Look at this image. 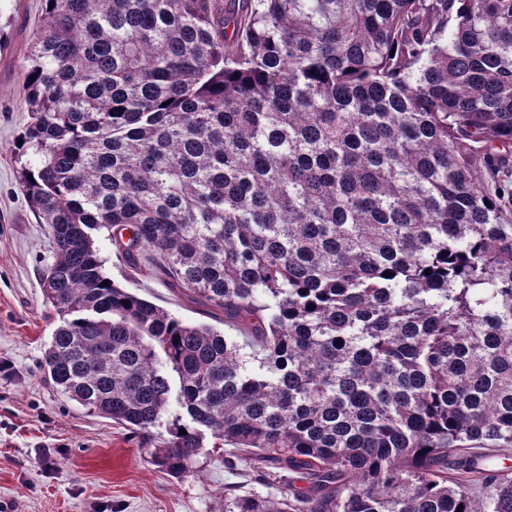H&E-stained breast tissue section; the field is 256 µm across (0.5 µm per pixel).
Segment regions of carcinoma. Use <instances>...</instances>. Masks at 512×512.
I'll return each mask as SVG.
<instances>
[{
  "label": "carcinoma",
  "mask_w": 512,
  "mask_h": 512,
  "mask_svg": "<svg viewBox=\"0 0 512 512\" xmlns=\"http://www.w3.org/2000/svg\"><path fill=\"white\" fill-rule=\"evenodd\" d=\"M25 91L56 389L224 512H512V0H43ZM91 235L104 261L105 272L115 284L128 288L183 320L212 324L226 336H244L240 328L224 324L222 312L173 293L170 288L149 277L143 267V271H140L127 266L116 253L105 229L93 230Z\"/></svg>",
  "instance_id": "carcinoma-1"
}]
</instances>
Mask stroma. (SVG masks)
Listing matches in <instances>:
<instances>
[{
	"mask_svg": "<svg viewBox=\"0 0 512 512\" xmlns=\"http://www.w3.org/2000/svg\"><path fill=\"white\" fill-rule=\"evenodd\" d=\"M42 26V0H0V512H222L224 489L268 493L252 473L231 471L221 452L198 476L175 479L143 461L129 430L57 392L40 362L58 324L40 276L53 257L19 186L14 143L29 121L23 83ZM92 237L112 281L175 316L212 324L228 336L222 312L173 293L130 268L106 230Z\"/></svg>",
	"mask_w": 512,
	"mask_h": 512,
	"instance_id": "stroma-1",
	"label": "stroma"
}]
</instances>
